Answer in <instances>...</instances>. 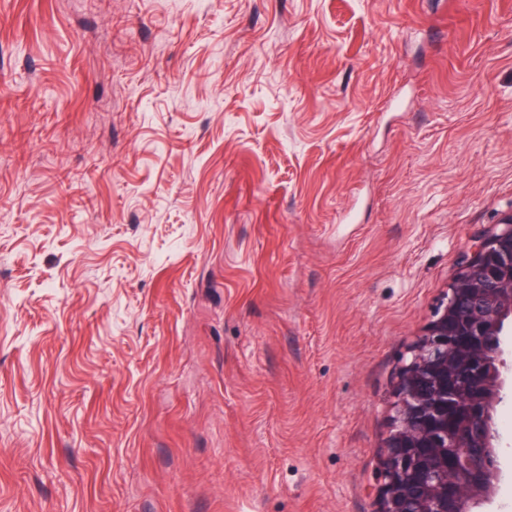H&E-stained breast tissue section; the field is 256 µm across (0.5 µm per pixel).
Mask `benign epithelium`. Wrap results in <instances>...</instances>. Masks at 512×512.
Listing matches in <instances>:
<instances>
[{
	"mask_svg": "<svg viewBox=\"0 0 512 512\" xmlns=\"http://www.w3.org/2000/svg\"><path fill=\"white\" fill-rule=\"evenodd\" d=\"M512 330V212L476 234L459 263L446 297L422 334L408 347L396 367L392 412L400 426L387 433L392 449L390 472L404 473L408 448L448 447L452 429L434 417V388L464 393L458 377H448V349L462 347L470 365L495 364L491 392L475 395L463 414L470 434L455 441L464 455L447 462L444 505L427 508L428 485L423 476L405 488L393 512H473L490 500L498 479V432L493 413L512 387V370L503 359L501 337Z\"/></svg>",
	"mask_w": 512,
	"mask_h": 512,
	"instance_id": "benign-epithelium-1",
	"label": "benign epithelium"
}]
</instances>
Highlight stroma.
Masks as SVG:
<instances>
[{"mask_svg": "<svg viewBox=\"0 0 512 512\" xmlns=\"http://www.w3.org/2000/svg\"><path fill=\"white\" fill-rule=\"evenodd\" d=\"M511 210L512 0H0V512H376Z\"/></svg>", "mask_w": 512, "mask_h": 512, "instance_id": "1", "label": "stroma"}]
</instances>
